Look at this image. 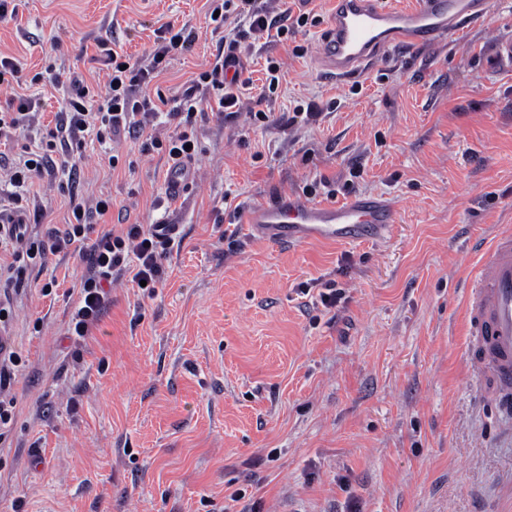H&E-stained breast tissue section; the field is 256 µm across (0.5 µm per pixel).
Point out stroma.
Returning <instances> with one entry per match:
<instances>
[{
	"label": "stroma",
	"mask_w": 512,
	"mask_h": 512,
	"mask_svg": "<svg viewBox=\"0 0 512 512\" xmlns=\"http://www.w3.org/2000/svg\"><path fill=\"white\" fill-rule=\"evenodd\" d=\"M0 54L59 109L51 77L78 68L104 86L100 44L138 55L161 25L197 33L159 85L178 97L223 46L205 0H16ZM311 21L243 59L263 108L246 124L198 117L193 181L169 198L164 154L110 169L87 143L86 193L131 222L174 224L164 288L113 282L89 336L66 328L77 255H50L8 289L14 419L0 427V512H512V418L467 360V260L512 229V0L447 41L403 50L338 80L317 60L331 0ZM315 104L317 122L276 125ZM378 197L394 206L384 241L288 245L246 215L306 198ZM342 297L325 308L326 283ZM241 501H232V494Z\"/></svg>",
	"instance_id": "obj_1"
}]
</instances>
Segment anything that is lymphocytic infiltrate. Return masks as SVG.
I'll use <instances>...</instances> for the list:
<instances>
[{
    "label": "lymphocytic infiltrate",
    "instance_id": "obj_1",
    "mask_svg": "<svg viewBox=\"0 0 512 512\" xmlns=\"http://www.w3.org/2000/svg\"><path fill=\"white\" fill-rule=\"evenodd\" d=\"M206 19L224 33V54L191 78L168 118L172 134L161 135L155 121L168 100L157 80L176 55L189 51L196 34L188 27L161 26L142 58L113 49L103 50L96 62L107 77L105 95H98L81 72L63 71L54 78L67 93L64 106L54 115V126L38 146L18 143V129L31 122L36 99L17 94L6 110H0V141L17 145V152L0 151V183L12 187L7 196L11 212L42 223L46 211L32 204L30 186L38 180L53 181L60 195L69 200L71 218L52 228L45 239L29 240L25 233L9 230L11 248L0 258V288L20 282L36 258L61 252L77 253L84 271L77 281L78 305L68 325L72 336L84 337L108 309L106 284L128 278L142 294L155 295L165 282L163 262L174 241L160 224H133L126 210H113L111 199L87 203L81 190L82 147L88 138L103 142L117 133H127L138 143L142 155L164 152L173 162L192 160L199 152L196 135L198 114L211 112L217 118L231 116L240 108L252 86L241 61L246 39L270 35L284 37L290 25H305L306 14H293L291 7L275 9L268 0H207ZM115 214L117 227L93 236L106 215Z\"/></svg>",
    "mask_w": 512,
    "mask_h": 512
}]
</instances>
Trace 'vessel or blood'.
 Masks as SVG:
<instances>
[{
  "label": "vessel or blood",
  "instance_id": "b4317fda",
  "mask_svg": "<svg viewBox=\"0 0 512 512\" xmlns=\"http://www.w3.org/2000/svg\"><path fill=\"white\" fill-rule=\"evenodd\" d=\"M487 0H415L406 10L383 0H332L328 30L319 48L321 65L339 79H351L376 60L402 48L445 40L484 21ZM252 233L271 240L356 243L389 236L392 205L356 197L341 205L302 199L259 208L246 218ZM470 367L487 385L499 409L512 413V233L498 234L471 268L466 296Z\"/></svg>",
  "mask_w": 512,
  "mask_h": 512
}]
</instances>
